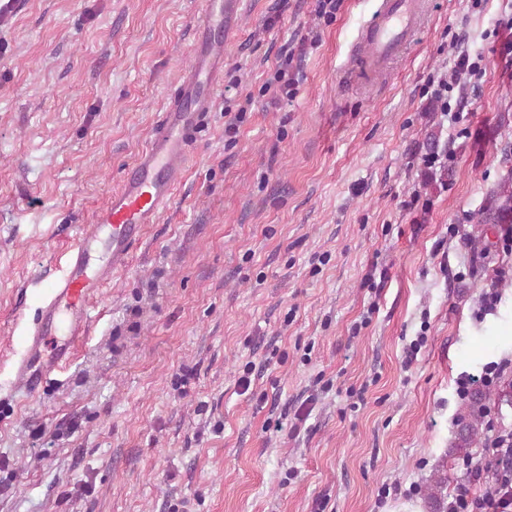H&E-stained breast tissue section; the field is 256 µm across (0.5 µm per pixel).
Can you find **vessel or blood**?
Here are the masks:
<instances>
[{
  "label": "vessel or blood",
  "instance_id": "obj_1",
  "mask_svg": "<svg viewBox=\"0 0 512 512\" xmlns=\"http://www.w3.org/2000/svg\"><path fill=\"white\" fill-rule=\"evenodd\" d=\"M243 9L244 0H206L195 16L191 63L145 150L124 169L120 188L92 224L81 228L63 274L43 293L40 319L27 330L14 367L17 383L26 392L37 393L51 373L70 362L88 334L91 300L126 269L131 247L145 226L156 223L170 205L201 117L212 109L224 74V52L209 35L234 34ZM426 10V0H375L354 50L356 69L364 80H377L407 49Z\"/></svg>",
  "mask_w": 512,
  "mask_h": 512
}]
</instances>
